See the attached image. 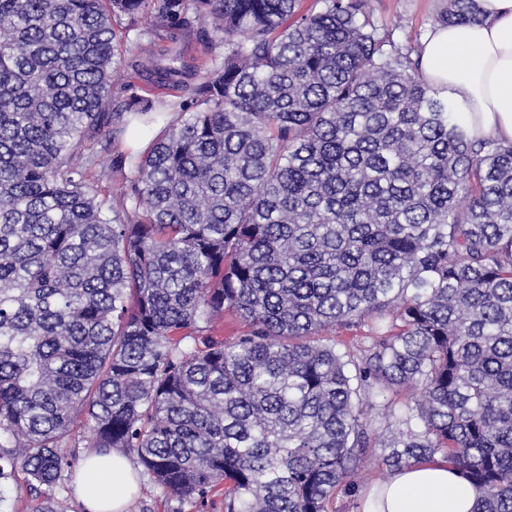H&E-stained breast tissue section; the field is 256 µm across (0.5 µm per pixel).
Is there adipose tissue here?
I'll return each instance as SVG.
<instances>
[{
    "label": "adipose tissue",
    "mask_w": 512,
    "mask_h": 512,
    "mask_svg": "<svg viewBox=\"0 0 512 512\" xmlns=\"http://www.w3.org/2000/svg\"><path fill=\"white\" fill-rule=\"evenodd\" d=\"M480 19L436 25L421 48L431 85L464 89L466 115L483 134L512 141V0H479ZM136 474L120 452L92 453L78 464L76 492L85 512H124ZM476 491L442 457L395 470L367 493L362 512H472Z\"/></svg>",
    "instance_id": "1"
}]
</instances>
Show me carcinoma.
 Returning <instances> with one entry per match:
<instances>
[{"mask_svg":"<svg viewBox=\"0 0 512 512\" xmlns=\"http://www.w3.org/2000/svg\"><path fill=\"white\" fill-rule=\"evenodd\" d=\"M316 3L0 0V480L34 512H61L78 425L171 495L228 485L225 512H328L371 448L440 454L474 512H512V142L367 0ZM145 18L224 49L182 100L112 97ZM131 115L163 127L101 198L78 148ZM396 387L419 399L380 435ZM2 488H5L6 501L1 503L0 512H33L39 502L23 482L17 484L9 479L2 481Z\"/></svg>","mask_w":512,"mask_h":512,"instance_id":"cac0c4a2","label":"carcinoma"}]
</instances>
